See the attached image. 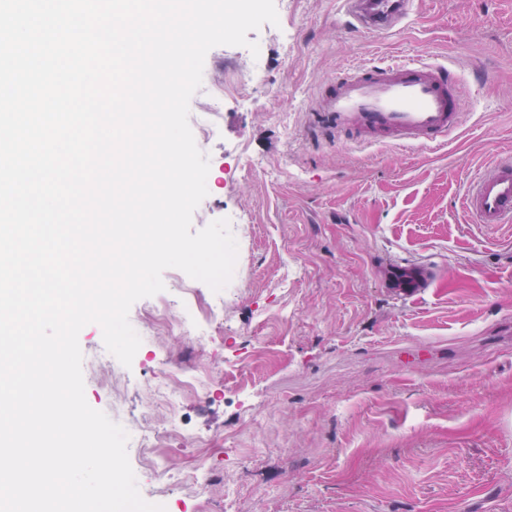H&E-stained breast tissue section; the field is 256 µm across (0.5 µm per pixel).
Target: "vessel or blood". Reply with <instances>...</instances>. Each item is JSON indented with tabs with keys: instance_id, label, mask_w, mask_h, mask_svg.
Returning a JSON list of instances; mask_svg holds the SVG:
<instances>
[{
	"instance_id": "vessel-or-blood-1",
	"label": "vessel or blood",
	"mask_w": 512,
	"mask_h": 512,
	"mask_svg": "<svg viewBox=\"0 0 512 512\" xmlns=\"http://www.w3.org/2000/svg\"><path fill=\"white\" fill-rule=\"evenodd\" d=\"M357 31L383 35L411 12L414 0H343ZM465 103L455 69L420 56L355 65L324 87L311 126L361 146L436 149L464 123ZM464 209L478 224L512 223V156H497L467 182Z\"/></svg>"
}]
</instances>
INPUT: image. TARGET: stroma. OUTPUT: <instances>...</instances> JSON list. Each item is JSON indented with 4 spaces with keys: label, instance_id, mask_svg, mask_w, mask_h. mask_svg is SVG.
Masks as SVG:
<instances>
[{
    "label": "stroma",
    "instance_id": "stroma-1",
    "mask_svg": "<svg viewBox=\"0 0 512 512\" xmlns=\"http://www.w3.org/2000/svg\"><path fill=\"white\" fill-rule=\"evenodd\" d=\"M275 5L278 25L248 34L263 47L255 85L236 81L247 48L217 46L189 105L190 123L214 126L196 141L210 169L192 228L229 219L240 254L224 341L154 329L115 395L87 325L86 400L134 417L161 364L209 369L210 393L181 412L241 448L225 471L238 512H512V228L460 207L467 177L512 153V0H418L399 29L365 37L343 28L341 0ZM405 55L462 76L467 117L446 146L308 137L326 81ZM401 268L424 269L426 288L396 296ZM128 457L143 485L150 462L188 471L210 452L177 439Z\"/></svg>",
    "mask_w": 512,
    "mask_h": 512
}]
</instances>
